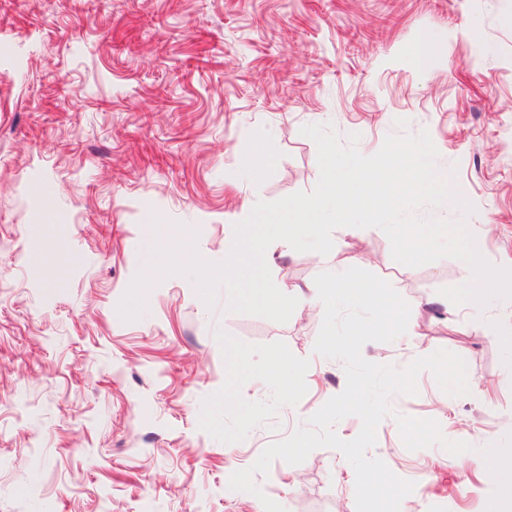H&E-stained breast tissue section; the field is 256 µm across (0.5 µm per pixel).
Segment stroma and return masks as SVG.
<instances>
[{"label": "stroma", "instance_id": "obj_1", "mask_svg": "<svg viewBox=\"0 0 512 512\" xmlns=\"http://www.w3.org/2000/svg\"><path fill=\"white\" fill-rule=\"evenodd\" d=\"M424 33L444 51L417 69ZM428 131L437 168L453 172L472 212L445 204L421 216L465 222L481 256L512 268V12L502 0H0V512H261L231 490L251 466L346 386L342 361L317 355L323 316L277 323L207 307L192 278L145 289L139 316L118 306L154 262L147 217L165 238L224 259L242 201L311 191L320 169L304 126L358 135L370 156L397 120ZM267 140H259L261 131ZM264 153L249 178L245 158ZM332 263L363 268L417 305L472 277L463 261L407 267L377 227L334 230ZM273 279L314 284L315 252L291 251ZM512 299L419 312L369 362L409 364L445 349L476 386L456 398L443 435L470 444L408 450L395 414L436 418L431 372L391 400L369 457L415 487L400 512H491L477 481L486 450L512 455ZM251 358L253 374L230 355ZM279 371L263 380L259 370ZM298 388L286 397L281 382ZM243 410L225 405V393ZM471 420L460 430L461 420ZM255 481L285 512H357L344 455L318 448L274 461Z\"/></svg>", "mask_w": 512, "mask_h": 512}]
</instances>
